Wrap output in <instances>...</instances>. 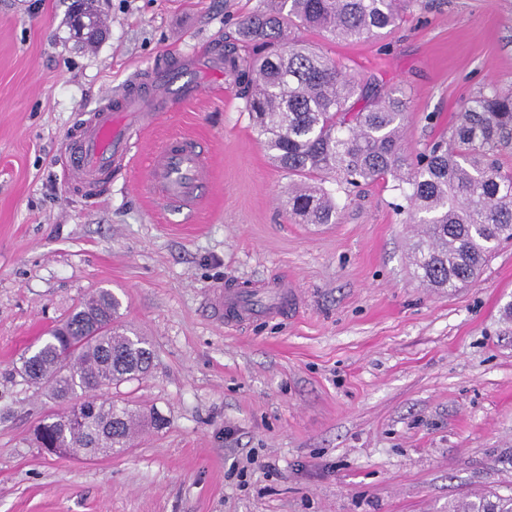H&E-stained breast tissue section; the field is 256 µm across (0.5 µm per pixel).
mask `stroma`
I'll return each instance as SVG.
<instances>
[{
    "label": "stroma",
    "instance_id": "1",
    "mask_svg": "<svg viewBox=\"0 0 512 512\" xmlns=\"http://www.w3.org/2000/svg\"><path fill=\"white\" fill-rule=\"evenodd\" d=\"M73 0H0V512H448L512 492V242L462 288H425L392 181L325 187L334 224L284 203L233 76L197 62L207 93L161 113L101 195L62 176L73 130L160 60L236 44L264 0H93L102 38L74 36ZM362 79L409 99L407 156L449 133L488 85L512 88V0H413L398 28L339 42L289 27ZM196 135L215 179L189 215L133 189L172 134ZM285 279L300 309L225 328L212 290ZM107 288L148 338L142 379L113 396L157 414L130 448L73 459L29 434L58 410L20 358ZM258 455L267 469L250 467Z\"/></svg>",
    "mask_w": 512,
    "mask_h": 512
}]
</instances>
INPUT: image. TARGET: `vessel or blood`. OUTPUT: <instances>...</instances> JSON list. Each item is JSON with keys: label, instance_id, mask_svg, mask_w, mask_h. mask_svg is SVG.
I'll list each match as a JSON object with an SVG mask.
<instances>
[{"label": "vessel or blood", "instance_id": "b4317fda", "mask_svg": "<svg viewBox=\"0 0 512 512\" xmlns=\"http://www.w3.org/2000/svg\"><path fill=\"white\" fill-rule=\"evenodd\" d=\"M147 80L150 95L126 89L95 108L92 119L69 141L66 177L88 183L111 178L138 149L156 113L176 110L200 92L197 83L186 79L174 65L154 67ZM212 177L211 158L199 140L179 135L152 154L140 188L172 209L192 210L200 204ZM214 304L232 326L259 313L279 316L285 309L299 307L300 297L287 282L275 281L250 295L237 288L225 289L215 294Z\"/></svg>", "mask_w": 512, "mask_h": 512}]
</instances>
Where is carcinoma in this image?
I'll use <instances>...</instances> for the list:
<instances>
[{
    "label": "carcinoma",
    "instance_id": "1",
    "mask_svg": "<svg viewBox=\"0 0 512 512\" xmlns=\"http://www.w3.org/2000/svg\"><path fill=\"white\" fill-rule=\"evenodd\" d=\"M403 0H266L239 25V40L271 47L241 58L224 55V71L241 84L254 129L276 165L296 178L285 208L308 224H335L337 198L323 183L357 186L388 177L409 185L411 223L423 226L410 244L411 265L426 286L458 288L475 278L503 242L512 241V89L492 84L462 106L450 138L409 159L400 140L407 112L403 92H383L342 62L289 43L284 28L299 23L341 41L377 37L403 18ZM120 303L101 288L48 332L20 373L46 395L80 405L44 418L33 432L57 455H96L128 448L140 414L112 399V386L147 375L149 342L121 332ZM453 512H512V493L463 501Z\"/></svg>",
    "mask_w": 512,
    "mask_h": 512
}]
</instances>
